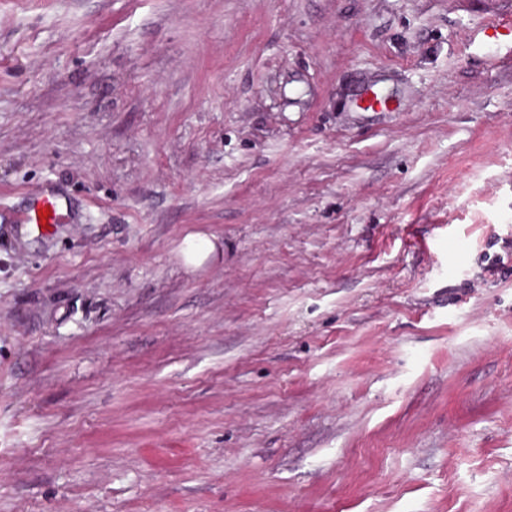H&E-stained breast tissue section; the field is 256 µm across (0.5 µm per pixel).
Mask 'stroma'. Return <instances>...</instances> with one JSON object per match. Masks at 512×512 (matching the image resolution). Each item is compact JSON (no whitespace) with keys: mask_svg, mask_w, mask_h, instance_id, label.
Wrapping results in <instances>:
<instances>
[{"mask_svg":"<svg viewBox=\"0 0 512 512\" xmlns=\"http://www.w3.org/2000/svg\"><path fill=\"white\" fill-rule=\"evenodd\" d=\"M511 16L0 0V512H512ZM43 210H50L51 213V216L48 217V222H44V225L58 224L63 217L61 205L54 195L37 192L33 193L30 197L29 207L23 217V223L36 224L40 227L39 225H41L43 220H40L39 212L43 213ZM216 249L214 240L199 233H191L184 239L181 253L186 266L199 267Z\"/></svg>","mask_w":512,"mask_h":512,"instance_id":"1","label":"stroma"}]
</instances>
